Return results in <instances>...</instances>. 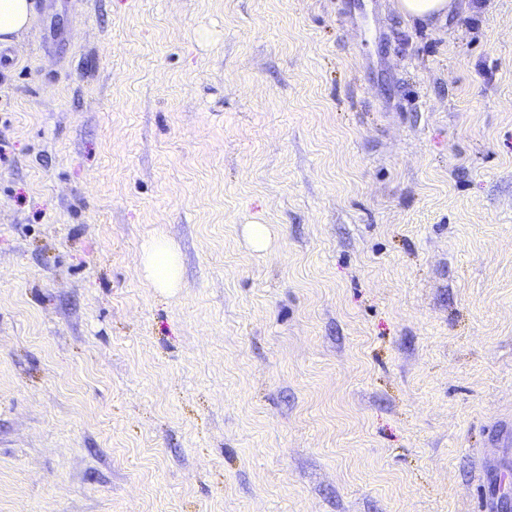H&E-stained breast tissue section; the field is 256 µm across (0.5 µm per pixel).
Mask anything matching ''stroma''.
<instances>
[{
	"label": "stroma",
	"instance_id": "35a3bbf8",
	"mask_svg": "<svg viewBox=\"0 0 512 512\" xmlns=\"http://www.w3.org/2000/svg\"><path fill=\"white\" fill-rule=\"evenodd\" d=\"M0 143V512L512 505V0H51ZM456 0H397L398 11L408 20L429 22L434 16L444 18ZM143 263L154 288L164 291L177 287L178 263L170 245L161 240L148 243L144 249Z\"/></svg>",
	"mask_w": 512,
	"mask_h": 512
}]
</instances>
